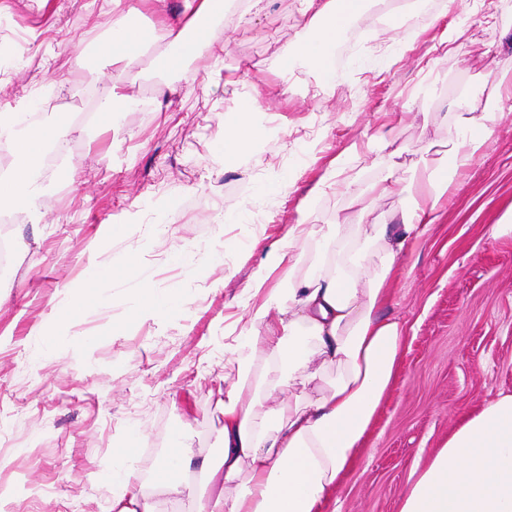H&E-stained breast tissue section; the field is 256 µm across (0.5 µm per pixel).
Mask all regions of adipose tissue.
<instances>
[{
	"label": "adipose tissue",
	"instance_id": "1",
	"mask_svg": "<svg viewBox=\"0 0 512 512\" xmlns=\"http://www.w3.org/2000/svg\"><path fill=\"white\" fill-rule=\"evenodd\" d=\"M111 16L101 50L132 66L143 46L196 49L204 43L217 0H185L177 22L150 30L131 24L132 0H105ZM303 20L289 47L312 62L320 86L336 81L333 48L345 31L340 0H298ZM481 89L452 103L448 148L427 160L426 180L401 186L392 176L372 183L375 196L399 195L389 224L296 222L285 243L271 246L247 286L249 325H225L231 336L224 366L219 458L169 449L154 493L113 471L116 512H157L155 496L174 500L194 473L207 497L197 512H336V496L353 469L381 403L397 376L408 334L403 321L381 316L393 300L401 258L443 220L449 173L470 168L489 141L494 113L481 112ZM69 131L28 112L0 113V152L15 166L0 173V210L38 220L39 185L52 175L48 153L65 156ZM317 240L319 255L285 287L267 285L278 268L296 269L297 243ZM302 387L300 397L287 391ZM399 512H512V394L464 413L441 448L412 468Z\"/></svg>",
	"mask_w": 512,
	"mask_h": 512
}]
</instances>
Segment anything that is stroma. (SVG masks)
Masks as SVG:
<instances>
[{
  "instance_id": "35a3bbf8",
  "label": "stroma",
  "mask_w": 512,
  "mask_h": 512,
  "mask_svg": "<svg viewBox=\"0 0 512 512\" xmlns=\"http://www.w3.org/2000/svg\"><path fill=\"white\" fill-rule=\"evenodd\" d=\"M198 54L160 49L119 71L101 54L103 0H0V112L36 102L40 118L68 119L88 92L121 75L137 98L111 123L75 128L39 200L40 223L14 224L21 255L0 282V490L6 512H112L100 481L129 430L141 445L125 466L151 487L158 458L176 446L220 452L224 324L249 319L244 288L290 224H333L355 213L353 195L388 170L371 148L383 133L403 150L396 177L448 140L441 117L473 85L497 119L483 155L455 176L442 224L403 259L388 314L411 328L398 375L337 497L338 512H398L418 456L441 447L460 416L512 394V112L497 111L495 75L512 71V0H368L359 43L335 86L313 96L315 72L286 58L296 0H237ZM470 37L434 51L428 15ZM256 94V150L225 159L239 96ZM163 97L169 109L154 108ZM339 185L311 197L332 160ZM276 182L274 193L261 184ZM138 247V272L104 282V302L84 303L89 261L106 265ZM174 295L178 309L139 318L140 287ZM73 316L60 322V308Z\"/></svg>"
}]
</instances>
